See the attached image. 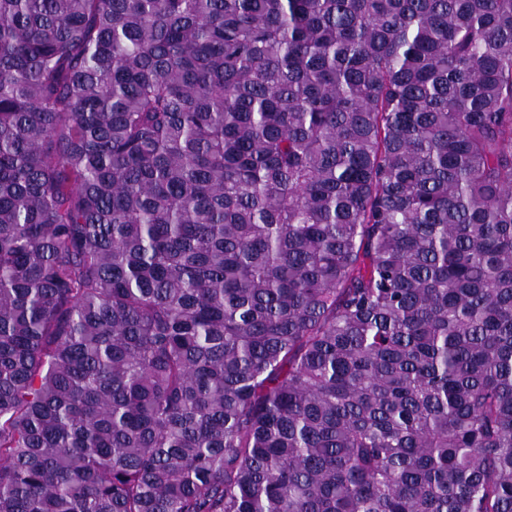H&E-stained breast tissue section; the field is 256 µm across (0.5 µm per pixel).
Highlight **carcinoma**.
<instances>
[{
  "label": "carcinoma",
  "instance_id": "1",
  "mask_svg": "<svg viewBox=\"0 0 512 512\" xmlns=\"http://www.w3.org/2000/svg\"><path fill=\"white\" fill-rule=\"evenodd\" d=\"M0 512H512V0H0Z\"/></svg>",
  "mask_w": 512,
  "mask_h": 512
}]
</instances>
